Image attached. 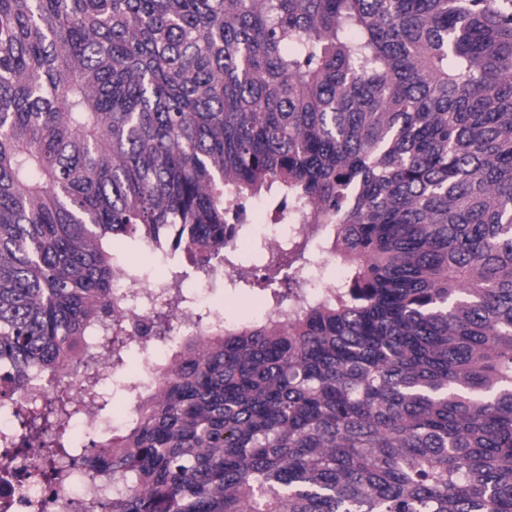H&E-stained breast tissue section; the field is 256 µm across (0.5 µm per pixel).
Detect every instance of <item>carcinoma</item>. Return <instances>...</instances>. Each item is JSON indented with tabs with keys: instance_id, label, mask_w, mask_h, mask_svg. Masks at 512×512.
<instances>
[{
	"instance_id": "cac0c4a2",
	"label": "carcinoma",
	"mask_w": 512,
	"mask_h": 512,
	"mask_svg": "<svg viewBox=\"0 0 512 512\" xmlns=\"http://www.w3.org/2000/svg\"><path fill=\"white\" fill-rule=\"evenodd\" d=\"M288 200L243 268L230 210ZM119 239L288 313L155 364L73 458L101 512H512V0H0V404L48 484L72 399L21 396L94 359ZM270 215L269 224L272 230L270 238L263 239V247L266 248L269 244H276L281 248H287L294 238L303 234L307 225L302 220L300 213L288 211L281 217L275 216V211Z\"/></svg>"
}]
</instances>
